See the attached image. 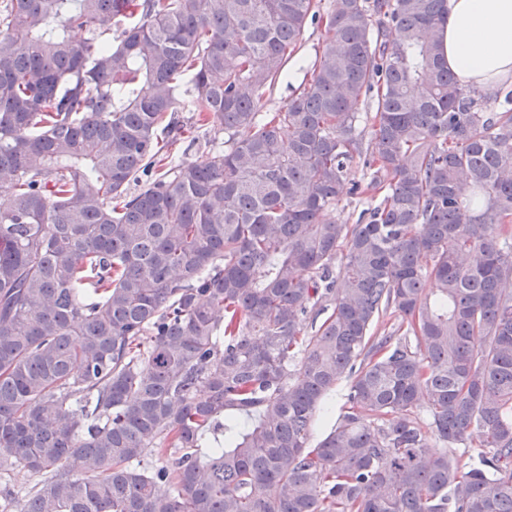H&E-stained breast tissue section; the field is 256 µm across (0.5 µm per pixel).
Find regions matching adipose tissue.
<instances>
[{
	"label": "adipose tissue",
	"instance_id": "ef3b65f1",
	"mask_svg": "<svg viewBox=\"0 0 512 512\" xmlns=\"http://www.w3.org/2000/svg\"><path fill=\"white\" fill-rule=\"evenodd\" d=\"M441 50L459 83L481 95L512 84V0H448Z\"/></svg>",
	"mask_w": 512,
	"mask_h": 512
}]
</instances>
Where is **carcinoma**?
I'll use <instances>...</instances> for the list:
<instances>
[{
  "label": "carcinoma",
  "mask_w": 512,
  "mask_h": 512,
  "mask_svg": "<svg viewBox=\"0 0 512 512\" xmlns=\"http://www.w3.org/2000/svg\"><path fill=\"white\" fill-rule=\"evenodd\" d=\"M309 19L308 85L265 112ZM447 22L0 0V467L38 477L0 512H512V86L460 85ZM202 129L226 149L173 160ZM364 154L384 195L340 224ZM323 33L320 24L308 21L302 35L301 46L296 52V59L303 60L306 65L311 64L321 47Z\"/></svg>",
  "instance_id": "obj_1"
}]
</instances>
